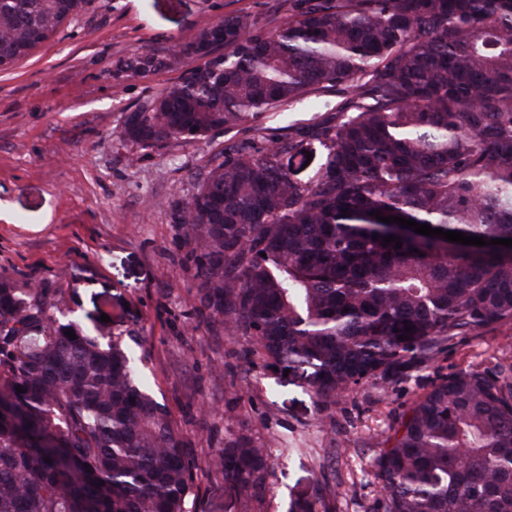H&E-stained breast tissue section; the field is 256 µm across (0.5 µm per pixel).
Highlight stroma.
Instances as JSON below:
<instances>
[{
  "instance_id": "stroma-1",
  "label": "stroma",
  "mask_w": 512,
  "mask_h": 512,
  "mask_svg": "<svg viewBox=\"0 0 512 512\" xmlns=\"http://www.w3.org/2000/svg\"><path fill=\"white\" fill-rule=\"evenodd\" d=\"M273 28L287 0H90L86 9L9 70L0 71V277L53 289L59 308L92 336L121 339L142 358L156 399L195 461L238 436L268 446L266 490L254 498L221 475L194 472L189 512H292L336 479L329 512H378L374 459L395 418L434 380L512 356V325L455 340L434 362L318 403L298 373L274 368L244 336L197 318L190 246L172 222L225 144L263 145L331 121L345 94L201 140L143 149L121 135L123 117L176 82L196 59L179 52L224 15ZM160 51L165 67L126 69Z\"/></svg>"
}]
</instances>
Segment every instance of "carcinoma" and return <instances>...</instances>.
Returning a JSON list of instances; mask_svg holds the SVG:
<instances>
[{"label": "carcinoma", "mask_w": 512, "mask_h": 512, "mask_svg": "<svg viewBox=\"0 0 512 512\" xmlns=\"http://www.w3.org/2000/svg\"><path fill=\"white\" fill-rule=\"evenodd\" d=\"M87 4L0 0V49H14L0 69ZM288 11L275 28L224 16V53L127 113L122 135L161 148L349 91L336 122L300 140L224 146L190 175L175 216L198 315L302 371L325 402L512 323V247L491 244L512 239V0H289ZM165 63L146 52L129 67ZM309 153L319 167L305 180L296 163ZM374 210L488 244L405 233ZM389 235L402 248L383 245ZM57 306L49 288L0 278V512H189L197 464L140 358L54 319ZM391 430L374 461L383 512H512V362L440 378ZM268 466L246 436L207 460L256 494Z\"/></svg>", "instance_id": "obj_1"}]
</instances>
